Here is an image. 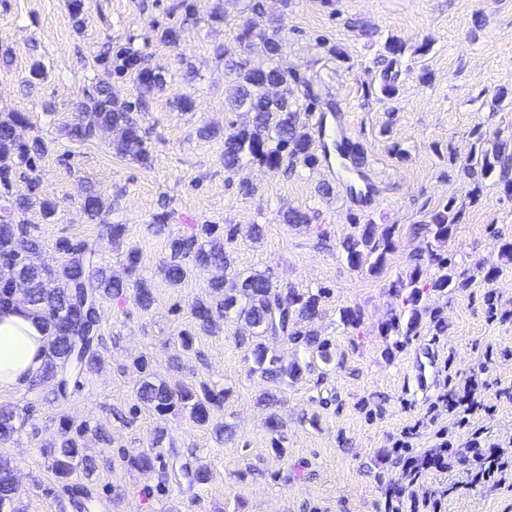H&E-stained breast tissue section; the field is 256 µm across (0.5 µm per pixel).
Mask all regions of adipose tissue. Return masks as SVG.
I'll return each mask as SVG.
<instances>
[{
	"label": "adipose tissue",
	"mask_w": 512,
	"mask_h": 512,
	"mask_svg": "<svg viewBox=\"0 0 512 512\" xmlns=\"http://www.w3.org/2000/svg\"><path fill=\"white\" fill-rule=\"evenodd\" d=\"M47 334L24 308L0 311V392L27 386L43 363Z\"/></svg>",
	"instance_id": "1"
}]
</instances>
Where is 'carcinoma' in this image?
I'll return each mask as SVG.
<instances>
[{
  "mask_svg": "<svg viewBox=\"0 0 512 512\" xmlns=\"http://www.w3.org/2000/svg\"><path fill=\"white\" fill-rule=\"evenodd\" d=\"M277 43L278 31L268 33L258 28L257 22L249 20L238 35L245 57L225 59V69L230 75L227 103L232 109L251 115L248 123L224 136V168L227 170L239 169L245 159L273 173L281 170L286 157L307 167L319 162L301 112L295 107L298 77L276 61ZM257 45L268 57L264 66H255L246 58ZM407 50L408 46L397 38L385 42L384 51L390 59L377 86L367 88L365 94L376 92L386 99L398 95L399 72L393 66ZM120 57L123 59L120 71L129 70L134 74L140 100H145L165 83L163 72L150 67L145 56L122 51ZM131 110L130 103L113 98L108 83L100 80L75 103L77 117L65 127V135L84 143L109 132L116 152L124 154L136 146L135 159L148 167L151 157L141 148V128L132 118ZM23 123L24 117L17 112L0 114V199L6 202L0 206V310L23 304L42 322L47 332V353L33 383L49 386L53 398L59 400L67 397L71 387L80 385L83 377L99 362L103 299L121 298L131 289L135 304L145 311L154 303V284L138 274L141 263L138 250L127 251L120 275L103 266L93 244L83 239L65 238L57 242L56 248L65 257L60 265L45 267L37 263L44 240L37 227L18 218V214L37 204L49 224L56 215V204L37 198L32 185L25 193L15 189V171L37 168L48 150L40 138L22 140L17 136L16 128ZM334 147L341 159L350 160L353 171L361 172L364 157L357 147L346 145L342 139L334 140ZM511 160L512 153L505 154L504 144L497 142L491 150L470 156V165L486 176L497 168L506 170ZM455 209L456 201L451 199L432 215L430 223L421 225L431 238L427 243V258H415L406 276L392 284L395 294L403 298L408 318L394 316L383 328L384 335L406 337L417 331L428 315L423 305L425 291H445L463 285L449 251L445 250L455 235ZM83 210L90 220L103 225L112 241L123 239L126 225L107 222L111 207L100 194L87 192ZM218 230L217 224H191L184 233L168 236L169 256L161 265L163 279L172 286L181 284L192 266L221 271L208 285L212 301L200 299L193 306L198 329L215 334L221 330L220 320L227 315L233 313L243 319L253 329L254 340L249 344L253 371L272 382L285 377L296 380L304 369L297 361L282 364L265 344L268 336L301 341L324 364H331L330 344L311 329L320 315L324 291L314 293L294 288L283 291L262 273L246 276L237 273L228 277L232 258L226 241L232 240V236L225 237ZM342 248L352 268L375 273L394 249V228L389 226L379 234L375 225L365 224L358 234L342 243ZM425 262L437 268L435 278L428 283L421 281ZM430 319L438 329H444V321L437 315H431ZM135 367L142 374L137 390L141 404L160 414L181 407L189 411L193 423L211 427L217 436H224L225 426L213 422L212 417L213 407L224 401V391L206 384L189 388L157 381L152 378L149 361L145 358L137 360ZM26 420L28 417L18 409L1 405L0 444L10 442ZM87 431L85 424L63 421L61 439L49 452L51 468L62 487L65 512L69 509L91 512L93 508L92 489L72 481L75 473L89 474L97 467L96 459L84 450ZM124 459L136 470L150 471L158 456L150 451H138L126 454ZM181 475L190 485H202L209 478L208 471L202 467L184 466ZM17 493L14 467L9 460L0 457V512H20Z\"/></svg>",
  "mask_w": 512,
  "mask_h": 512,
  "instance_id": "obj_1",
  "label": "carcinoma"
}]
</instances>
